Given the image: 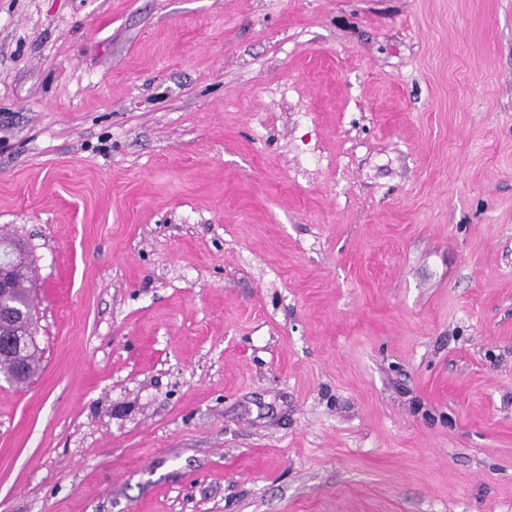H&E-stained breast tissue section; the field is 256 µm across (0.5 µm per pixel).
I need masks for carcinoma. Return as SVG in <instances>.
I'll return each mask as SVG.
<instances>
[{"label":"carcinoma","instance_id":"1","mask_svg":"<svg viewBox=\"0 0 512 512\" xmlns=\"http://www.w3.org/2000/svg\"><path fill=\"white\" fill-rule=\"evenodd\" d=\"M13 279L15 287L12 288L10 302L15 316L0 325V374L7 381L21 385L29 382L40 369L37 345L30 342L20 345L16 341L17 336L29 332L35 325L33 310L37 286L31 259L16 265Z\"/></svg>","mask_w":512,"mask_h":512}]
</instances>
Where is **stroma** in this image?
Segmentation results:
<instances>
[{"label":"stroma","mask_w":512,"mask_h":512,"mask_svg":"<svg viewBox=\"0 0 512 512\" xmlns=\"http://www.w3.org/2000/svg\"><path fill=\"white\" fill-rule=\"evenodd\" d=\"M1 234L0 512H512V0H0ZM13 244L22 250L27 257L13 270L15 287L12 288L11 268L15 262L23 258V252L2 251L0 245V322L6 318L5 301L10 295V302L15 310V316L4 325H0V374L7 381L16 385L29 382L40 369V353L36 343L18 345L16 338L28 333L35 325L34 310L36 290L32 263L28 253L22 248L20 241L11 239ZM18 334V335H17Z\"/></svg>","instance_id":"35a3bbf8"}]
</instances>
